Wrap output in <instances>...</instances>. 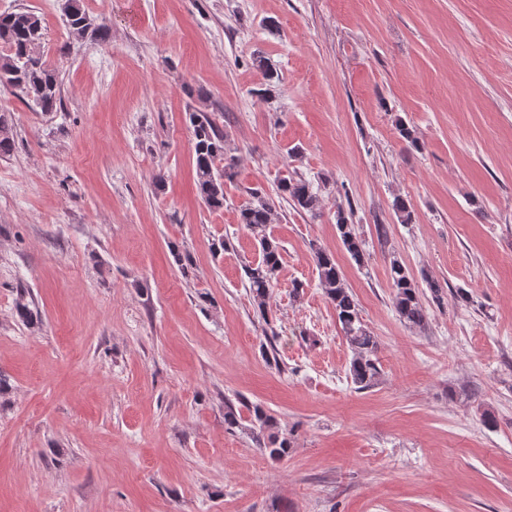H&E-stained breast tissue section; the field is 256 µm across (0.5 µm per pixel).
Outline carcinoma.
Wrapping results in <instances>:
<instances>
[{
	"instance_id": "cac0c4a2",
	"label": "carcinoma",
	"mask_w": 512,
	"mask_h": 512,
	"mask_svg": "<svg viewBox=\"0 0 512 512\" xmlns=\"http://www.w3.org/2000/svg\"><path fill=\"white\" fill-rule=\"evenodd\" d=\"M70 30L84 37L90 35L101 41L108 38V29L94 23L83 9L81 0H66L64 9ZM43 39L42 19L33 11L0 14V85L9 87L19 96L26 97L42 112H55L61 106L59 75L55 68L43 60L37 48ZM253 64L266 75L265 88L259 92L261 99L274 97L280 83L275 67L258 56ZM192 130L196 186L205 205L212 210L224 209V184L236 177V158L228 154L224 132L211 115L203 110L188 112ZM14 140L8 115L0 114V153L13 150ZM277 197L289 202L298 211L311 215L318 213L320 198L311 183L301 177L284 176L277 184ZM393 209L402 224L413 220L411 203L399 197ZM275 210L274 200L260 191L250 192L249 202L239 212V223L249 230L258 241L260 259L244 266V276L257 314L267 319L272 288L275 287L281 268V247L276 239L267 234ZM336 229L341 243L351 259L359 266L366 262L365 242L356 225L350 222L343 208L336 211ZM314 261L318 270L319 284L324 295L336 311L344 337L353 352L349 368L352 383L359 390L374 386L380 369L375 356L378 339L363 324L359 304L347 286L333 253L314 249ZM389 274L394 288L392 304L399 319L410 327H423L427 320L423 292L396 254L389 256ZM253 438L257 448L270 459L279 461L288 456L291 446L286 438L274 432L276 418L259 405L252 407Z\"/></svg>"
}]
</instances>
